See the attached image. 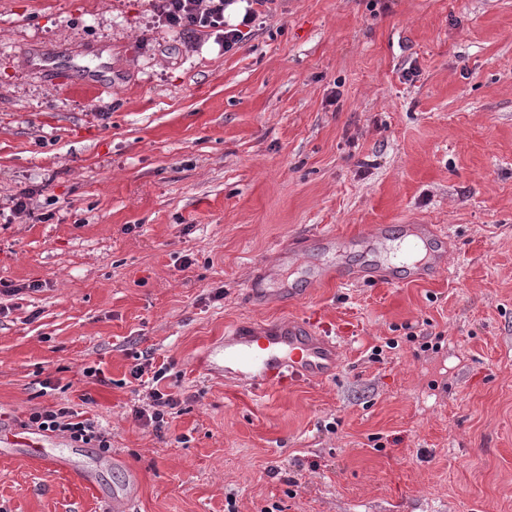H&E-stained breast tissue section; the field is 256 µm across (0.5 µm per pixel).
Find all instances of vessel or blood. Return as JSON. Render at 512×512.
Returning a JSON list of instances; mask_svg holds the SVG:
<instances>
[{
    "label": "vessel or blood",
    "instance_id": "1",
    "mask_svg": "<svg viewBox=\"0 0 512 512\" xmlns=\"http://www.w3.org/2000/svg\"><path fill=\"white\" fill-rule=\"evenodd\" d=\"M393 234L404 242L422 243L423 254L395 255L385 263L370 261L356 267L340 262L316 270L313 282L347 285L368 281L379 286H396L433 281L446 272L449 237L434 224H405L397 230L389 224H372L347 241L332 234H315L305 237L299 248L289 249L288 257L291 262H298L299 249L311 246L340 252L350 246L382 244ZM223 359L225 379L256 394L281 390L297 381L327 378L341 364L336 343L317 335L312 322L300 319L284 321L273 328L247 323L228 327Z\"/></svg>",
    "mask_w": 512,
    "mask_h": 512
}]
</instances>
